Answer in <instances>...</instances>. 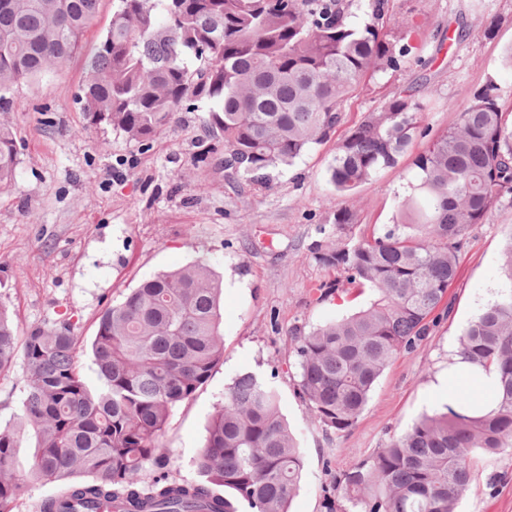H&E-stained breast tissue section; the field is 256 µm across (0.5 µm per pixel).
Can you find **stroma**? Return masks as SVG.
Wrapping results in <instances>:
<instances>
[{
	"mask_svg": "<svg viewBox=\"0 0 512 512\" xmlns=\"http://www.w3.org/2000/svg\"><path fill=\"white\" fill-rule=\"evenodd\" d=\"M115 0H100L84 37V51L67 66L14 90L0 123L16 135L15 185L0 190V304L19 333L68 319L78 337V361L90 386L100 383L91 354L97 318L131 288L154 274L208 258L220 275L236 278L223 289L224 359L189 402L176 407L163 443V465L146 464L142 476L174 482L199 480L195 459L216 404L243 371L258 375L279 395L304 460L303 478L289 512H356L336 488L352 464L438 410L433 383L448 370V351L474 317L506 286L502 250L512 238V200L497 204L474 225L448 290L452 308L440 311L430 335L398 355L372 390L356 425L323 431L298 392L299 368L289 327H316L365 305L366 296L343 294L316 301L314 288L334 279L308 247L315 229L337 209L350 208L362 231L393 223L413 172L409 157L380 172L355 193H336L327 168L335 141L315 146L293 165L270 172L262 185H233L212 151L204 121L207 101L181 111L173 127L149 149L112 130L88 128L78 100L86 51L107 29ZM396 16H412L413 52L400 70L367 81L347 106L350 122L379 107L395 91L413 86L427 102L422 124L431 134L453 125L459 111L486 81L499 87L512 113V0H391ZM496 18L495 38L483 34ZM27 372L15 361L0 372V425L19 412ZM31 439L19 467L26 472L12 512H39L53 485L29 477ZM477 476L459 512H512V452L479 458Z\"/></svg>",
	"mask_w": 512,
	"mask_h": 512,
	"instance_id": "stroma-1",
	"label": "stroma"
}]
</instances>
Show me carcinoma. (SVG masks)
<instances>
[{
  "instance_id": "1",
  "label": "carcinoma",
  "mask_w": 512,
  "mask_h": 512,
  "mask_svg": "<svg viewBox=\"0 0 512 512\" xmlns=\"http://www.w3.org/2000/svg\"><path fill=\"white\" fill-rule=\"evenodd\" d=\"M117 0L81 88L89 126L140 146L193 101L209 102L206 132L224 145L225 176L262 184L347 123L346 106L366 79L396 71L411 53L413 24L391 19L389 0ZM99 0H0V109L23 80L64 68L80 50ZM426 102L405 87L365 113L336 143L329 181L354 192L394 168L428 135ZM13 131L0 125V189L19 164ZM413 180L399 221L356 233V213L336 210L316 227L313 258L336 271L366 307L307 330H288L298 389L322 430L346 432L390 362L413 350L448 301L471 226L512 197V122L489 81L412 158ZM509 287L459 339L462 359L495 374L489 413L421 416L384 448L353 464L337 490L360 512H457L475 477L474 458L512 451V242ZM221 282L199 261L160 272L98 317L92 354L101 384L90 388L73 325L60 321L17 338L0 305V371L17 355L27 367L18 423L0 427V512L21 495L15 469L24 436L34 438L30 476L53 484L42 512L61 504L117 512H288L303 458L279 397L252 372L225 389L189 483L145 481L160 464L173 410L193 399L224 358Z\"/></svg>"
}]
</instances>
